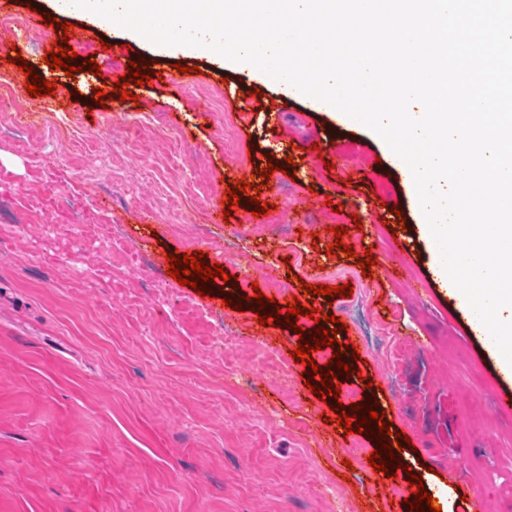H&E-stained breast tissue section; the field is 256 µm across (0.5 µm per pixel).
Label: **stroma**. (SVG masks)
<instances>
[{
  "label": "stroma",
  "mask_w": 512,
  "mask_h": 512,
  "mask_svg": "<svg viewBox=\"0 0 512 512\" xmlns=\"http://www.w3.org/2000/svg\"><path fill=\"white\" fill-rule=\"evenodd\" d=\"M153 50L118 26L92 25L74 51L96 59L99 74L47 71L55 95L15 89L33 130L0 119V512H362L372 442L352 437L350 466L337 470L320 435L333 410L292 396L304 369L292 356L297 330L312 320L299 316L284 331L272 352L277 374H247L260 354L247 338L257 319L252 285L270 265L295 292L304 283L352 286L345 298L300 301L357 331L349 384L358 402L376 397L416 450L412 473L449 512L463 494L482 512H512V418L495 412L492 393L469 399L471 383L493 378L455 301L413 285L431 266L428 245L405 177L381 174L394 165L384 143L353 129L332 147L339 169H325L299 147L314 132L313 102L282 107L270 82L259 101L235 99L207 52L176 54L202 71L186 88L149 82L132 86V99L96 105L95 88H108L128 52ZM62 98L68 109H58ZM269 106L283 109L274 131L264 124ZM73 123L75 138L55 136ZM287 152L295 166L278 184L264 234L254 233L244 199L224 223H210L211 204L225 199V169L260 170ZM311 193L330 208L295 207ZM390 201L411 243L397 280L378 284L356 259L329 254V239L300 231L358 222L387 254ZM193 218L210 239H192ZM110 224L122 225L124 242H108ZM173 251L204 252L237 276L242 310L179 284L166 271ZM380 285L390 299L384 315L374 304Z\"/></svg>",
  "instance_id": "obj_1"
}]
</instances>
